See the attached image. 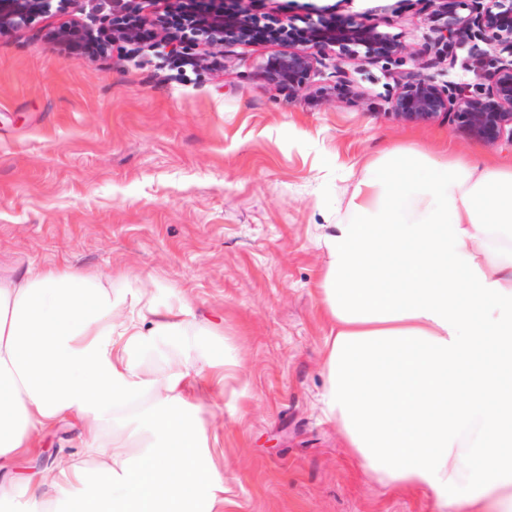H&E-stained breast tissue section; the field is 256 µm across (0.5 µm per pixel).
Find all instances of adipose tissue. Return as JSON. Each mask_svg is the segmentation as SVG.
<instances>
[{
	"instance_id": "1",
	"label": "adipose tissue",
	"mask_w": 512,
	"mask_h": 512,
	"mask_svg": "<svg viewBox=\"0 0 512 512\" xmlns=\"http://www.w3.org/2000/svg\"><path fill=\"white\" fill-rule=\"evenodd\" d=\"M320 289L326 415L380 481L441 512H512V164L396 147L366 166ZM192 310L108 276L0 279V470L79 423L81 457L12 474L27 512H224L198 414L224 383Z\"/></svg>"
}]
</instances>
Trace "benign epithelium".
I'll list each match as a JSON object with an SVG mask.
<instances>
[{
    "label": "benign epithelium",
    "instance_id": "7a95c632",
    "mask_svg": "<svg viewBox=\"0 0 512 512\" xmlns=\"http://www.w3.org/2000/svg\"><path fill=\"white\" fill-rule=\"evenodd\" d=\"M52 0H0V34L28 23L32 12L50 10ZM93 24L68 25L57 31L65 43L83 38L93 26L120 13L129 21L153 23L152 13L130 6L136 0H92ZM422 20L429 25V40L417 50L380 29V23L354 17L338 24L327 19L310 21L299 27L287 19L272 41L288 40L305 44L312 52L288 51L273 54L261 65L266 79L298 97L307 89L311 71L324 57L336 56V78L349 81L341 65L345 59L386 60L395 65L396 92L388 111L407 122L432 119L447 114L461 124L469 137L482 144L512 143V0H422ZM191 12L200 3L203 9L191 34L167 38L169 54L176 58L192 55L203 39L212 42H244L257 18L249 14L224 17V0H174ZM467 46L478 65V82L463 86L439 83L432 69L456 65L457 49ZM411 67H406V64Z\"/></svg>",
    "mask_w": 512,
    "mask_h": 512
}]
</instances>
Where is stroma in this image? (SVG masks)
<instances>
[{
  "instance_id": "stroma-1",
  "label": "stroma",
  "mask_w": 512,
  "mask_h": 512,
  "mask_svg": "<svg viewBox=\"0 0 512 512\" xmlns=\"http://www.w3.org/2000/svg\"><path fill=\"white\" fill-rule=\"evenodd\" d=\"M272 25L317 15L381 18L419 48L409 0H250ZM87 0H54L0 35V278L69 267L125 295L189 303L203 345L220 341L222 395L203 406L224 512H440L425 491L381 482L323 412L332 324L318 288L323 239L366 163L392 146L512 161L446 115L388 110L391 65L323 60L301 99L256 67L284 43L203 44L174 65L160 39L89 57L58 43ZM36 460L80 451L78 426L36 435Z\"/></svg>"
}]
</instances>
